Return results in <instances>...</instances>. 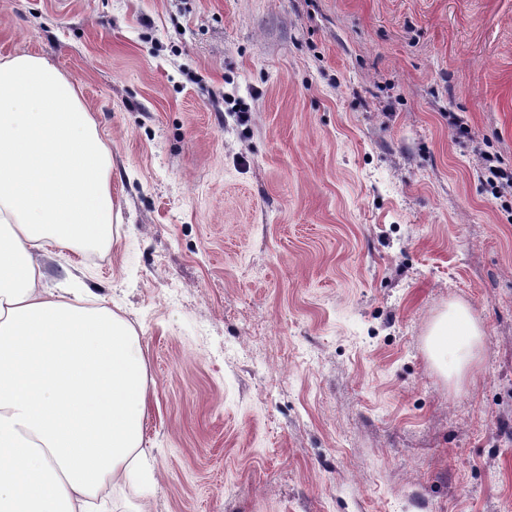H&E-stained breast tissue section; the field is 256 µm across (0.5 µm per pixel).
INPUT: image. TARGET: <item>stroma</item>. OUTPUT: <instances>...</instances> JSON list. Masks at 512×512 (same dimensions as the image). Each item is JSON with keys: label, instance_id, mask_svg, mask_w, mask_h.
<instances>
[{"label": "stroma", "instance_id": "obj_1", "mask_svg": "<svg viewBox=\"0 0 512 512\" xmlns=\"http://www.w3.org/2000/svg\"><path fill=\"white\" fill-rule=\"evenodd\" d=\"M78 85L111 243L47 257L128 320L145 488L116 512H512V0H0ZM480 322L461 379L431 358ZM481 170L486 175V181L492 187L493 193L501 198L505 193L512 194V169L501 166L498 155L481 153ZM430 350L450 375H460L475 357L482 330L470 310L451 306L430 331Z\"/></svg>", "mask_w": 512, "mask_h": 512}]
</instances>
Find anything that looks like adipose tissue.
I'll list each match as a JSON object with an SVG mask.
<instances>
[{"instance_id": "ef3b65f1", "label": "adipose tissue", "mask_w": 512, "mask_h": 512, "mask_svg": "<svg viewBox=\"0 0 512 512\" xmlns=\"http://www.w3.org/2000/svg\"><path fill=\"white\" fill-rule=\"evenodd\" d=\"M111 163L80 88L49 59L0 60V512H112L141 469L148 371L138 335L96 300L42 286L39 256L112 222ZM482 330L451 306L430 331L447 373Z\"/></svg>"}]
</instances>
